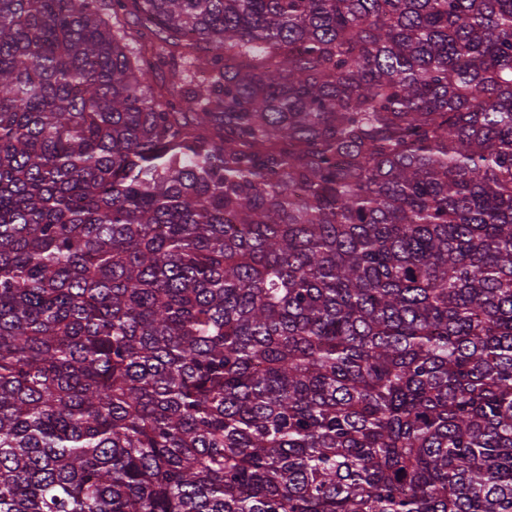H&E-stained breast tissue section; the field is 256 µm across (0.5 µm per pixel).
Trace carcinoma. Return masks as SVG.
I'll return each instance as SVG.
<instances>
[{"label":"carcinoma","instance_id":"obj_1","mask_svg":"<svg viewBox=\"0 0 512 512\" xmlns=\"http://www.w3.org/2000/svg\"><path fill=\"white\" fill-rule=\"evenodd\" d=\"M0 512H512V0H0Z\"/></svg>","mask_w":512,"mask_h":512}]
</instances>
